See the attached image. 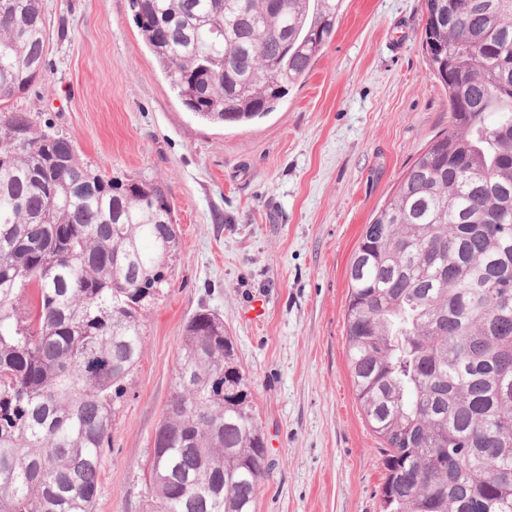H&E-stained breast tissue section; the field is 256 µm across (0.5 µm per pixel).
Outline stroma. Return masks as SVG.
<instances>
[{
  "label": "stroma",
  "instance_id": "stroma-1",
  "mask_svg": "<svg viewBox=\"0 0 512 512\" xmlns=\"http://www.w3.org/2000/svg\"><path fill=\"white\" fill-rule=\"evenodd\" d=\"M44 6V72L0 108L51 123L107 176L159 183L179 235L94 512H145L152 434L184 325L202 308L223 318L251 381L272 462L257 512H381L383 443L346 354L347 271L364 225L448 129L421 44L424 0H343L306 78L267 116L225 126L185 109L129 0Z\"/></svg>",
  "mask_w": 512,
  "mask_h": 512
}]
</instances>
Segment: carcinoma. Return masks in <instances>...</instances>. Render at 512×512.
<instances>
[{
	"mask_svg": "<svg viewBox=\"0 0 512 512\" xmlns=\"http://www.w3.org/2000/svg\"><path fill=\"white\" fill-rule=\"evenodd\" d=\"M341 0H130L182 105L274 110ZM448 131L364 225L348 269L355 400L383 442L382 512H512V0H425ZM43 0H0V102L45 67ZM155 182L93 174L72 140L0 112V512H94L147 300L178 246ZM224 319L186 322L152 435L146 512H256L270 465Z\"/></svg>",
	"mask_w": 512,
	"mask_h": 512,
	"instance_id": "1",
	"label": "carcinoma"
}]
</instances>
